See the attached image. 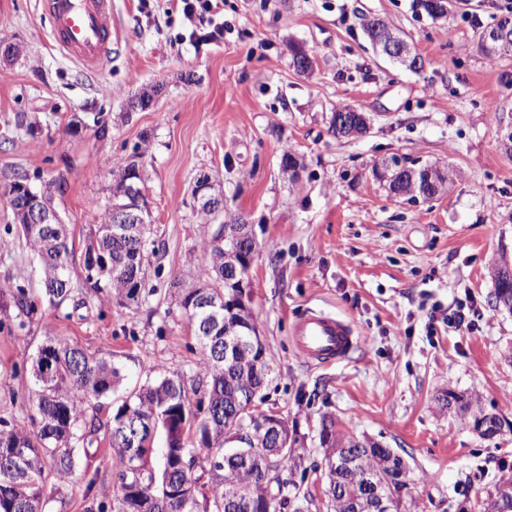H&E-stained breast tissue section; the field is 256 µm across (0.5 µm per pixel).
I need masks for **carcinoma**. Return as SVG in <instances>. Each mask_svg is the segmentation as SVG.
<instances>
[{"mask_svg": "<svg viewBox=\"0 0 512 512\" xmlns=\"http://www.w3.org/2000/svg\"><path fill=\"white\" fill-rule=\"evenodd\" d=\"M394 156L381 177L394 194L403 186L407 167ZM19 234L42 263L44 290L57 311L86 304L76 298L68 276L74 249L68 239L53 242L32 224L20 225ZM150 232L144 240L112 236V211L104 209L90 227L83 266V286L121 306H138L155 294L146 287L150 271ZM224 228L203 238L195 248L207 261L206 280L215 282L216 267L224 264ZM131 258L140 273L138 287L127 288L114 262ZM507 260L489 271L494 288L490 301L512 313V276ZM183 279L171 282L169 294L186 318L195 345L185 372H158L148 376L111 407L106 399L127 378L126 365L117 355L99 356L50 335L28 360L33 380L37 430L0 418V512H50L57 504L64 512L62 495L75 471L78 453L86 462L96 458L101 446L115 452L114 482L91 501L87 512H350L349 502H361L359 512H375L370 481L399 512L400 492L409 477L397 480L407 468L396 453L371 440L353 442L338 428L336 418L324 413L320 420L323 498L302 491L308 467L292 451L269 454L257 426L270 417L259 410L260 392L273 369L265 345L258 339L254 315L221 305L229 289L182 288ZM6 305L28 316L36 313L27 290L19 285L0 289ZM251 322L255 343L236 361L224 360V329ZM146 420L157 426V437L142 430L138 444L127 443L128 426ZM480 435L491 440L500 435L499 417L483 414ZM248 458V463L224 462V449ZM193 480L189 496L174 493L176 486ZM512 505V491L501 489L483 501V512H502Z\"/></svg>", "mask_w": 512, "mask_h": 512, "instance_id": "carcinoma-1", "label": "carcinoma"}]
</instances>
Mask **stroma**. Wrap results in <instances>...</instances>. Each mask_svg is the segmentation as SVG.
<instances>
[{"label":"stroma","instance_id":"1","mask_svg":"<svg viewBox=\"0 0 512 512\" xmlns=\"http://www.w3.org/2000/svg\"><path fill=\"white\" fill-rule=\"evenodd\" d=\"M412 3L224 0V38L204 42L191 38L180 0H112V58L91 73L51 48L39 0H0L9 20L0 35L24 47L0 60V188L62 176L55 204L80 253L93 215L111 201L113 170L146 145L157 290L132 308L93 297L64 318L0 196V237L14 240L0 251V287L24 286L38 306L29 320L0 308V417L29 422L33 384L22 363L51 332L129 356L127 389L158 368L187 369L192 332L165 291L182 270L205 271L194 245L230 213L250 224L258 247L251 307L274 369L263 407L296 423L312 495L322 494L314 466L325 413L405 459L402 512H479L499 480L512 479V430L484 440L437 403L452 389L472 411L512 422V314L492 307L487 275L493 262L512 261V157L487 112L512 100L502 81L512 56L492 61L481 47L512 0H454L437 20ZM370 13L406 38L423 69L375 52L360 26ZM292 43L313 55L310 73L294 68ZM142 94L152 105L129 111ZM342 104L370 115L368 134H332ZM287 148L300 163L294 179L281 168ZM394 156L460 177L413 204L374 176ZM203 174L225 213L198 211L191 189ZM460 305L471 328L434 320ZM311 309L352 323L365 344L330 367L302 362L291 329Z\"/></svg>","mask_w":512,"mask_h":512}]
</instances>
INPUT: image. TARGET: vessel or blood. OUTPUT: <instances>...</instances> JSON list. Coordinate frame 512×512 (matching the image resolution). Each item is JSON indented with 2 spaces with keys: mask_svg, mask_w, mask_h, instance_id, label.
I'll return each mask as SVG.
<instances>
[{
  "mask_svg": "<svg viewBox=\"0 0 512 512\" xmlns=\"http://www.w3.org/2000/svg\"><path fill=\"white\" fill-rule=\"evenodd\" d=\"M53 41L89 71L98 70L112 54V0H42ZM297 354L312 366H330L347 359L361 344L347 321L311 310L292 326Z\"/></svg>",
  "mask_w": 512,
  "mask_h": 512,
  "instance_id": "vessel-or-blood-1",
  "label": "vessel or blood"
}]
</instances>
